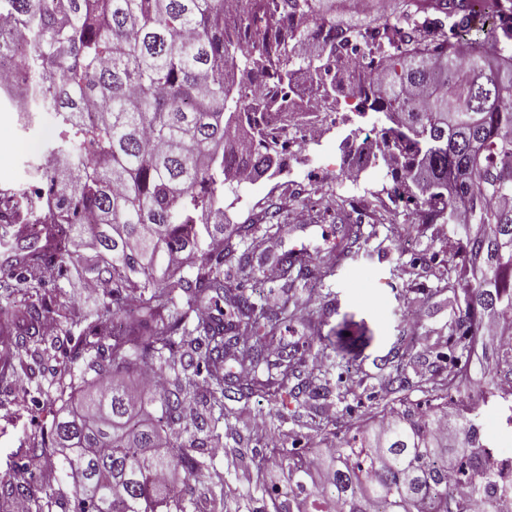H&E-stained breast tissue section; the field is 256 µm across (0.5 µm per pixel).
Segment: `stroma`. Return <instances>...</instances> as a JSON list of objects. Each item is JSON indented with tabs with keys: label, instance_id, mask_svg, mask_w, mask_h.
<instances>
[{
	"label": "stroma",
	"instance_id": "35a3bbf8",
	"mask_svg": "<svg viewBox=\"0 0 512 512\" xmlns=\"http://www.w3.org/2000/svg\"><path fill=\"white\" fill-rule=\"evenodd\" d=\"M54 135L51 113H36L29 121L11 107L0 109V191L31 182V165ZM317 138L318 149L292 160L288 178L264 194L245 188L225 192L224 234L239 239L249 263L225 270L224 278L243 288L260 289V304L266 311L306 297L309 286L318 285L316 307L327 325L345 319L362 322L371 336L359 347L355 362L334 372L327 397L307 402L291 399L283 407L254 399L233 402L234 413L219 441L220 453H213L208 445L201 450L208 470L223 473L224 491L230 498L254 493L257 470L271 462H278L281 469L287 466L286 450L335 445L365 425L375 406L422 402L421 387L435 368L437 353L449 355L454 350L455 339L448 334L455 311L448 304L447 255L462 237V226L421 224L406 216L378 167L343 178L338 165L346 150L339 136L321 130ZM293 181L319 198L318 208H306L304 198L289 194ZM374 194L380 198L378 206L366 208L359 218L338 208L340 200L357 195L367 200ZM269 210L279 214L278 254H293L305 262V278L291 284L265 274L277 256L263 250L267 235L261 223ZM243 224L253 225L254 230L242 237L238 229ZM315 327V320L302 315L276 328L282 344L295 348L302 376L315 365L323 343ZM404 338L412 341L415 357L401 372L404 390L396 392L383 378L396 372L392 358L401 352ZM73 347L69 340L57 344L44 353L34 376L0 382V473L23 466L34 474L45 469V462L27 461L25 453L61 405L52 370ZM260 423L266 427L262 435L254 431ZM281 469L275 479H282Z\"/></svg>",
	"mask_w": 512,
	"mask_h": 512
}]
</instances>
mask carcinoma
Masks as SVG:
<instances>
[{"instance_id":"carcinoma-1","label":"carcinoma","mask_w":512,"mask_h":512,"mask_svg":"<svg viewBox=\"0 0 512 512\" xmlns=\"http://www.w3.org/2000/svg\"><path fill=\"white\" fill-rule=\"evenodd\" d=\"M350 2L247 0L230 27L233 0H0L14 22L0 54L17 37L31 42L19 62L28 111L53 113L56 128L34 166L43 194L0 192L12 373L34 372L49 313L66 336L77 327L97 336L54 369L69 388L94 389L60 409L32 447L54 458L57 488L73 486L72 512H186L158 477L189 480L204 462L168 436L220 438L231 390L284 403L292 354L281 351L277 375L258 376L265 325L252 295L224 283V265L244 260L224 240V187L271 170L286 131L268 117L288 111L290 90L300 101L334 94L347 76L362 97L357 114L389 121L379 142L401 171L393 193L420 207L423 224L459 216L468 226L454 269V285L466 288L450 335L463 353L484 344L488 382L512 375L502 369L512 346L483 332L493 320L512 335V0H391L389 15L381 0H359L357 10ZM256 82L267 93L253 101ZM50 260L70 262L84 282H108L109 293L78 316L48 295ZM188 265L191 277L181 275ZM213 292L226 307L218 314L203 306ZM242 350L253 374L243 382L224 374L225 359ZM326 361L324 353L312 397L328 392ZM151 368L169 371L166 389L134 391L126 377ZM466 375L435 370L427 410L385 406L328 453L289 450L285 487L266 492L271 512H512L476 404L451 396ZM192 402L208 412L206 426L185 410Z\"/></svg>"}]
</instances>
